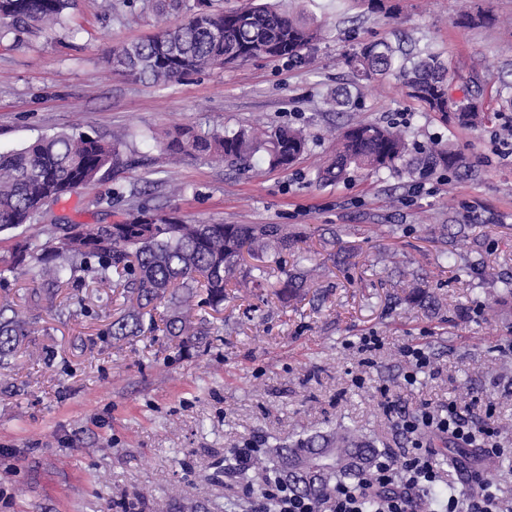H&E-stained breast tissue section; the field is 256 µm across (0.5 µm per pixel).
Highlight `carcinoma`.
Segmentation results:
<instances>
[{
  "mask_svg": "<svg viewBox=\"0 0 512 512\" xmlns=\"http://www.w3.org/2000/svg\"><path fill=\"white\" fill-rule=\"evenodd\" d=\"M76 0H0L11 25L41 31L60 25ZM493 18L466 8L456 23L475 26ZM324 31L299 10H284L276 3L249 2L224 11H212L207 0H196L189 19L161 30L159 39H141L112 50L107 62L140 81L154 84L199 73L214 66L256 58L302 61L306 51L322 40ZM401 49L386 40L360 44L346 63L355 85L397 73L408 95L443 120L454 117L461 125L478 128L487 119L480 91L478 102L455 101L449 94L454 81L447 63L427 54L407 66ZM170 155H187L210 162L250 166L266 161L290 168L306 151L307 134L290 126L272 130L239 129L199 133L193 128L167 132L160 139ZM125 135L107 137L82 132L42 135L19 150L0 152V230L18 228L37 218L50 219L52 239L28 235L17 241L10 255L0 257V280L23 270L33 287L24 308L0 302V361L13 358L24 339L35 333L42 301L54 300L60 288L71 284V274L91 272L101 283L121 289L125 308L112 321V337L125 339L145 333L150 308L168 299L166 335L178 347L205 344L210 319L197 315L221 311L226 286L236 279L245 257L261 260L296 247L300 235L281 224H189L139 206L130 207L125 220L112 224H69L50 215V207L109 172L128 166ZM410 173L438 168L458 170L466 158L440 143L416 145L394 126L348 119L336 139L333 158L318 168L315 182L333 185L355 171L392 170L398 165ZM467 245L465 228L453 234L451 249L442 255L462 256ZM274 294L281 300L300 295L307 277L301 270H283ZM381 452L357 430L335 431L296 444L257 451L248 467L272 472L293 491L314 498L338 483L367 474Z\"/></svg>",
  "mask_w": 512,
  "mask_h": 512,
  "instance_id": "cac0c4a2",
  "label": "carcinoma"
}]
</instances>
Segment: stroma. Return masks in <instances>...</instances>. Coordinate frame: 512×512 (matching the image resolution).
<instances>
[{
  "label": "stroma",
  "mask_w": 512,
  "mask_h": 512,
  "mask_svg": "<svg viewBox=\"0 0 512 512\" xmlns=\"http://www.w3.org/2000/svg\"><path fill=\"white\" fill-rule=\"evenodd\" d=\"M379 13L365 0H299L322 25L305 61L253 59L182 76L164 85L115 71L107 55L120 44L184 21L158 13L154 0H127L116 11L78 0L61 25L0 39V151L43 134L128 133L132 166L78 189L54 206L80 224L123 220L144 205L205 224H284L304 232L298 250L265 257L256 286L241 270L216 315L209 345L175 348L163 331L130 342L109 334L123 299L81 274L39 312L36 332L0 367V512H164L177 495L182 512H254L243 484L225 474L235 448H268L343 425L406 447L385 411L455 398L459 405L492 398L500 447L512 448V299L499 280L512 274V165L490 151L493 124L472 129L443 122L409 98L389 75L356 90L346 56L358 43L403 39L448 63L452 90L478 84L490 112L512 96V0H476L494 24L455 22L460 0H392ZM347 90L353 105H329ZM405 131L411 141H438L468 165L448 181L429 177L412 195L405 169L355 174L322 186L313 174L327 159L348 117ZM293 125L310 135L307 152L289 169L263 163L221 166L172 159L155 142L177 127L209 131ZM465 225L474 246L464 263L441 264L443 232ZM336 233L335 244L320 232ZM346 256L334 264V256ZM320 267L304 300L284 306L273 294L281 268ZM425 279L432 304L405 298ZM373 333L385 345L373 364L357 349ZM431 353L437 376L406 387L403 344ZM364 387H355L356 377ZM451 471L460 493L467 469L487 471L512 489V463L471 451Z\"/></svg>",
  "instance_id": "stroma-1"
}]
</instances>
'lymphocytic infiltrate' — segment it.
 Segmentation results:
<instances>
[{
  "label": "lymphocytic infiltrate",
  "instance_id": "f902f5d3",
  "mask_svg": "<svg viewBox=\"0 0 512 512\" xmlns=\"http://www.w3.org/2000/svg\"><path fill=\"white\" fill-rule=\"evenodd\" d=\"M398 426L413 436L411 447L378 459L369 477L358 485H339L322 498L310 499L268 475L258 489L260 498L273 512H364L362 505L369 497L375 500L376 512H512V498L486 475L478 476L477 492L464 496L455 493L438 502L428 495L430 488L441 482L442 473L433 449L423 444L422 434L433 432L459 448L478 443L484 456H502L497 431L486 417L451 401L424 406L413 416L401 415Z\"/></svg>",
  "mask_w": 512,
  "mask_h": 512
}]
</instances>
